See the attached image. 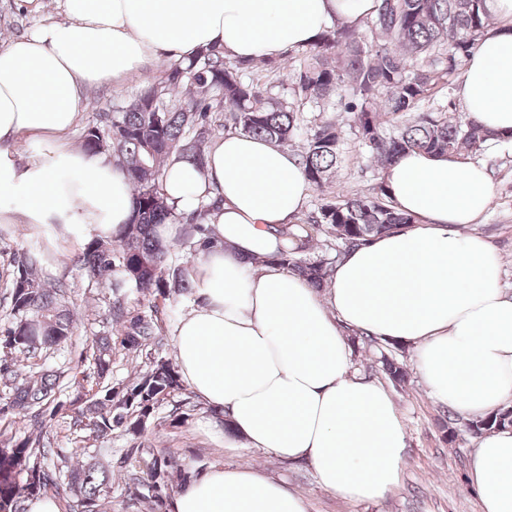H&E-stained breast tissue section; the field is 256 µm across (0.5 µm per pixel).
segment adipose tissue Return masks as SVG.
Here are the masks:
<instances>
[{
  "mask_svg": "<svg viewBox=\"0 0 512 512\" xmlns=\"http://www.w3.org/2000/svg\"><path fill=\"white\" fill-rule=\"evenodd\" d=\"M377 0H63L65 21L0 49V198L23 190L0 223L80 226L119 235L132 216L125 169L71 149L85 88L137 76L156 60L217 45L275 60L335 22L370 16ZM496 23L466 62L457 95L489 131L512 132V0H484ZM50 156L19 161L22 136ZM178 211L207 209L214 243L193 268L199 301L173 333L186 387L226 412L247 446L308 463L344 499L375 501L400 481L404 424L384 386L352 368L346 334L412 346L431 397L462 414L512 404V293L497 252L471 233L492 183L461 155L402 154L384 171L393 206L416 222L343 254L324 291L280 263L279 230L305 208L309 185L288 150L244 133L212 142L203 169H167ZM483 512H512V428L485 434L471 456ZM170 512H308L305 496L258 472L216 466Z\"/></svg>",
  "mask_w": 512,
  "mask_h": 512,
  "instance_id": "obj_1",
  "label": "adipose tissue"
}]
</instances>
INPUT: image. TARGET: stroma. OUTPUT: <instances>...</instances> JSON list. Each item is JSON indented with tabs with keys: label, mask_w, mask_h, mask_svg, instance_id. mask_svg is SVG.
<instances>
[{
	"label": "stroma",
	"mask_w": 512,
	"mask_h": 512,
	"mask_svg": "<svg viewBox=\"0 0 512 512\" xmlns=\"http://www.w3.org/2000/svg\"><path fill=\"white\" fill-rule=\"evenodd\" d=\"M37 8L19 10L12 0H0V49L21 35L34 33L41 26L62 20V0H37ZM161 66L150 67L124 83L106 84L86 89L87 106L69 144L80 147L82 129L93 125L101 112L113 111L144 87L156 82ZM491 177V203L479 223L476 234L489 240L497 249L502 266V283L512 290V146L492 149L479 156ZM375 174L366 169L364 151L354 135H347L344 159L334 190L349 195L368 188ZM88 237L79 226L45 231L40 224L0 223V265L19 247L42 246L52 254L53 276L66 281L65 304L82 306L86 297L99 295L95 311L86 313L72 337L68 349L50 355L53 364L75 366L83 347L96 334L113 330L108 312V294H97L79 268L61 263L62 255L78 251ZM352 363L356 372L386 384L407 433V448L398 486L375 502H356L335 496L317 483L313 469L305 463L288 462L247 447L211 416L207 405L197 403L187 410L179 427H171L170 414L175 405L186 399L179 391L155 408L142 436L144 459L174 458L189 473H203L214 466L257 467L268 477L304 494L309 512H482L480 499L468 480V462L480 437L466 430L465 416L449 411L428 396L416 373L410 347L385 340L369 341L359 334L349 337ZM403 363L407 371L404 385H390L381 367L382 357Z\"/></svg>",
	"instance_id": "stroma-1"
}]
</instances>
